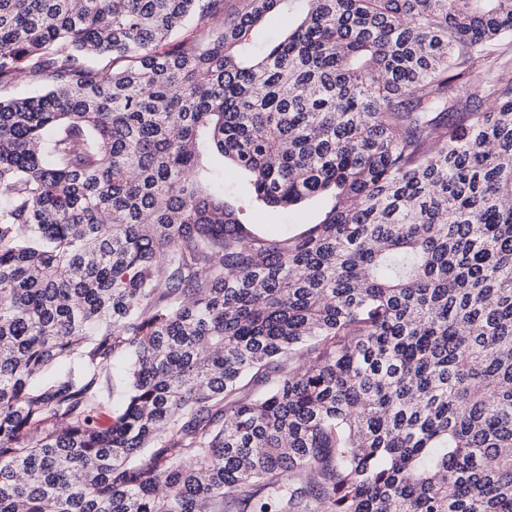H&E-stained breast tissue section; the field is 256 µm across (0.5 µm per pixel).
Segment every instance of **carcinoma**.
<instances>
[{"mask_svg": "<svg viewBox=\"0 0 512 512\" xmlns=\"http://www.w3.org/2000/svg\"><path fill=\"white\" fill-rule=\"evenodd\" d=\"M511 45L512 0H0V512H512ZM315 207L302 209L298 212L284 214L275 211H261L254 216L255 224H262L268 235L279 237L287 232L300 230L303 224L314 222ZM112 376V399L103 410L100 421L104 427L109 426L111 423V416H115L120 409L125 393V380L119 368L111 371Z\"/></svg>", "mask_w": 512, "mask_h": 512, "instance_id": "carcinoma-1", "label": "carcinoma"}]
</instances>
